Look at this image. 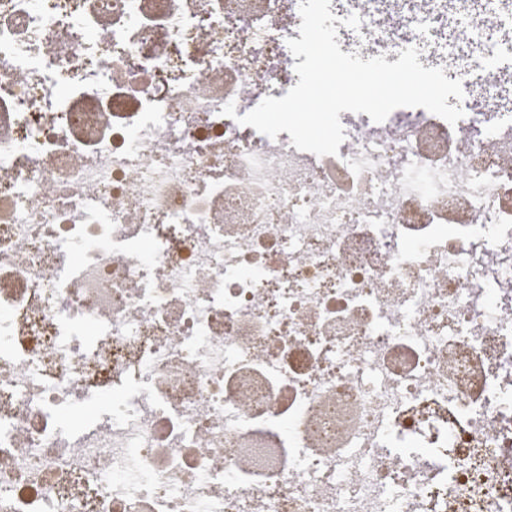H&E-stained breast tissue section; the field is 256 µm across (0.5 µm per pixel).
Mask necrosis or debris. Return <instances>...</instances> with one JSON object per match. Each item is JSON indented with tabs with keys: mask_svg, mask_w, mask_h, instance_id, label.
<instances>
[{
	"mask_svg": "<svg viewBox=\"0 0 512 512\" xmlns=\"http://www.w3.org/2000/svg\"><path fill=\"white\" fill-rule=\"evenodd\" d=\"M298 7L0 0V512H512L500 84L298 151Z\"/></svg>",
	"mask_w": 512,
	"mask_h": 512,
	"instance_id": "obj_1",
	"label": "necrosis or debris"
}]
</instances>
